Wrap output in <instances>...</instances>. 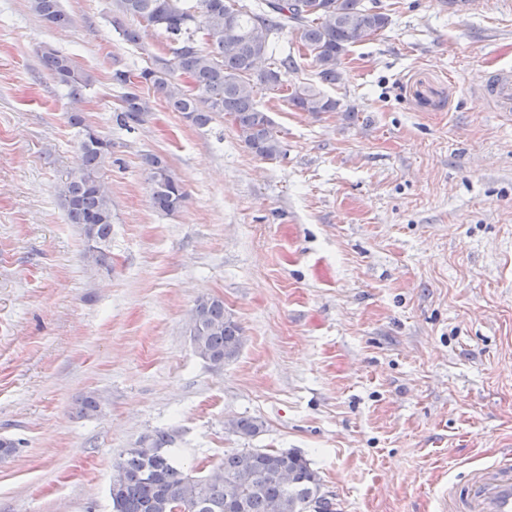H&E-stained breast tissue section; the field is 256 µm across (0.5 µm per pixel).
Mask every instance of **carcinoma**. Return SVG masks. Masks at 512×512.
Wrapping results in <instances>:
<instances>
[{"mask_svg": "<svg viewBox=\"0 0 512 512\" xmlns=\"http://www.w3.org/2000/svg\"><path fill=\"white\" fill-rule=\"evenodd\" d=\"M119 15L112 26L123 40L137 45L138 31L126 23L139 19L160 29L177 43L172 57H152L138 73L116 69L112 81L125 89L117 125L131 128L144 122L149 100L140 93L147 85L161 95L167 107L197 127L215 117L231 118L240 140L255 156L274 160L283 143L273 119L255 100L258 87L275 89L295 67L292 56L278 66L264 65L273 56L275 38L284 30L295 34L309 51L318 81L334 84L341 78L342 56L389 24V17L365 0H116ZM30 9L49 28L73 24L62 0H29ZM43 68L70 97L78 100L92 77L74 60L47 45L40 49ZM288 103L301 112H334L339 101L312 84L294 86ZM69 123L81 130L80 166L67 171L57 187L68 223L77 224L85 240V258L95 266L108 265L112 240V198L102 180L112 162V140L101 135L81 112L69 114ZM152 207L161 213L180 209L188 193L183 181L157 154L144 158ZM191 340L197 354L214 368L234 359L242 346L241 326L224 309V301L202 296L190 315ZM99 396L80 399L77 414L93 417L101 410ZM228 430L242 438L262 432L257 418H236ZM175 433L159 430L144 437L139 447L127 449L113 464L109 486L112 512H336V503L320 492L321 480L297 451L235 448L207 474L180 471L175 459Z\"/></svg>", "mask_w": 512, "mask_h": 512, "instance_id": "obj_1", "label": "carcinoma"}]
</instances>
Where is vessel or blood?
I'll use <instances>...</instances> for the list:
<instances>
[{"instance_id": "vessel-or-blood-1", "label": "vessel or blood", "mask_w": 512, "mask_h": 512, "mask_svg": "<svg viewBox=\"0 0 512 512\" xmlns=\"http://www.w3.org/2000/svg\"><path fill=\"white\" fill-rule=\"evenodd\" d=\"M482 90L501 112L512 111V71L488 74ZM446 512H512V454L471 471L464 488H449Z\"/></svg>"}]
</instances>
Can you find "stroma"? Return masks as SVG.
<instances>
[{"instance_id": "obj_1", "label": "stroma", "mask_w": 512, "mask_h": 512, "mask_svg": "<svg viewBox=\"0 0 512 512\" xmlns=\"http://www.w3.org/2000/svg\"><path fill=\"white\" fill-rule=\"evenodd\" d=\"M49 29L0 0V512H110L113 464L176 430L184 471L234 448L295 450L336 512H443L448 484L512 449V112L481 94L512 69L503 0H377L388 27L324 85L336 112L258 89L284 151L251 154L224 117L199 128L153 99L119 128L114 69L169 54L114 0H63ZM49 44L89 72L79 101L45 71ZM79 109L112 141L110 266L89 265L56 187L79 163ZM354 118H347V111ZM188 198L149 201L143 157ZM215 296L243 329L216 369L188 312ZM102 400L76 414L87 393ZM256 417L240 438L229 419Z\"/></svg>"}]
</instances>
